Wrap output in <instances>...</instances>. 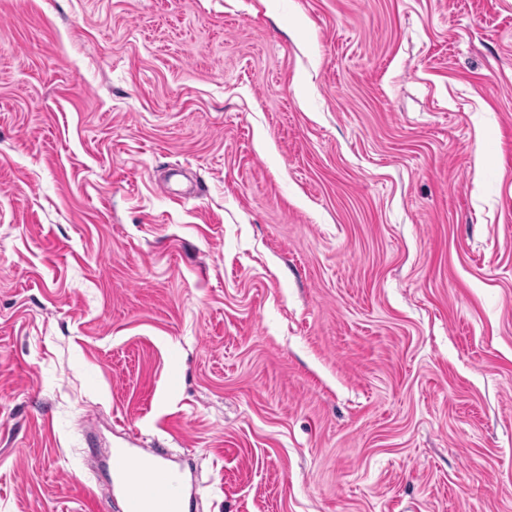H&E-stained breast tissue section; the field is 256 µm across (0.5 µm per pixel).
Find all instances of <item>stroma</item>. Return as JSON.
<instances>
[{
  "label": "stroma",
  "instance_id": "1",
  "mask_svg": "<svg viewBox=\"0 0 512 512\" xmlns=\"http://www.w3.org/2000/svg\"><path fill=\"white\" fill-rule=\"evenodd\" d=\"M130 446L186 512H512V0H0V512Z\"/></svg>",
  "mask_w": 512,
  "mask_h": 512
}]
</instances>
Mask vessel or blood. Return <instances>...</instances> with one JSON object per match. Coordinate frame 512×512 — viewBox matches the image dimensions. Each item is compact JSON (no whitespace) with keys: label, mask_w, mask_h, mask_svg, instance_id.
<instances>
[{"label":"vessel or blood","mask_w":512,"mask_h":512,"mask_svg":"<svg viewBox=\"0 0 512 512\" xmlns=\"http://www.w3.org/2000/svg\"><path fill=\"white\" fill-rule=\"evenodd\" d=\"M112 482L121 492L124 512H184L185 481L160 448H116Z\"/></svg>","instance_id":"vessel-or-blood-1"}]
</instances>
